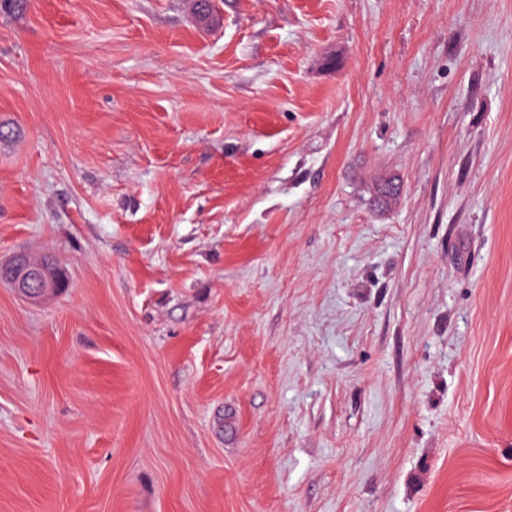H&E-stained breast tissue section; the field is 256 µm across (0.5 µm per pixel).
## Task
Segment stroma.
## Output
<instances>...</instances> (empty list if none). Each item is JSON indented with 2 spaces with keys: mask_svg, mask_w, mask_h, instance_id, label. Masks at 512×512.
Masks as SVG:
<instances>
[{
  "mask_svg": "<svg viewBox=\"0 0 512 512\" xmlns=\"http://www.w3.org/2000/svg\"><path fill=\"white\" fill-rule=\"evenodd\" d=\"M19 252L0 512H512V0L0 6ZM62 274L50 262L32 260L24 253H16L6 263H0V281H6L17 293L35 299L62 286Z\"/></svg>",
  "mask_w": 512,
  "mask_h": 512,
  "instance_id": "stroma-1",
  "label": "stroma"
}]
</instances>
